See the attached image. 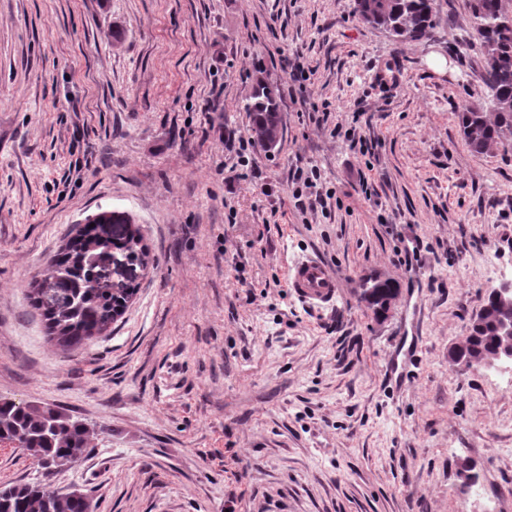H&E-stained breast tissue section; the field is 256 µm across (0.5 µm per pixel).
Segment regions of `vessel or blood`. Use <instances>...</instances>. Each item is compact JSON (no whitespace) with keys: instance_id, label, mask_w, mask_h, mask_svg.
Instances as JSON below:
<instances>
[{"instance_id":"b4317fda","label":"vessel or blood","mask_w":512,"mask_h":512,"mask_svg":"<svg viewBox=\"0 0 512 512\" xmlns=\"http://www.w3.org/2000/svg\"><path fill=\"white\" fill-rule=\"evenodd\" d=\"M288 287L296 299L313 307L334 306L338 295L335 272L315 253L289 265Z\"/></svg>"}]
</instances>
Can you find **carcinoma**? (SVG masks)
<instances>
[{"label":"carcinoma","mask_w":512,"mask_h":512,"mask_svg":"<svg viewBox=\"0 0 512 512\" xmlns=\"http://www.w3.org/2000/svg\"><path fill=\"white\" fill-rule=\"evenodd\" d=\"M474 27L483 60L482 80L492 113L481 105L458 111L463 138L475 153L493 146H512V27L502 25L509 13L503 0H473ZM354 13L395 41L416 42L430 36L434 0H357ZM253 141L261 148L279 144L283 135L278 84L260 77L244 105ZM148 250L139 229L130 220L103 212L88 220L66 247L45 267L32 288V307L39 312L48 334L67 348H78L101 335L114 315L127 307L138 283L137 269L146 266ZM362 300L373 310L382 308L392 294L388 282L366 283ZM491 302L471 317L468 339L461 355L488 356L492 333L488 321ZM93 430L64 412L29 402L0 398V440L38 449L37 465L55 470L87 453ZM87 498L54 490L48 480L0 487V512H89Z\"/></svg>","instance_id":"obj_1"}]
</instances>
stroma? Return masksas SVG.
<instances>
[{"mask_svg":"<svg viewBox=\"0 0 512 512\" xmlns=\"http://www.w3.org/2000/svg\"><path fill=\"white\" fill-rule=\"evenodd\" d=\"M353 4L0 0V397L95 430L51 479L95 512H512V385L449 357L512 271V151L472 152L457 118L486 100L471 0H435L430 39L403 44ZM260 77L283 137L250 143L237 179L219 133L249 138ZM297 165L319 170L330 215L296 208ZM103 211L139 227L148 266L111 329L66 351L28 284ZM308 253L335 270V307L290 294ZM371 277L397 287L381 319L359 299ZM41 478L0 444V486Z\"/></svg>","mask_w":512,"mask_h":512,"instance_id":"stroma-1","label":"stroma"}]
</instances>
